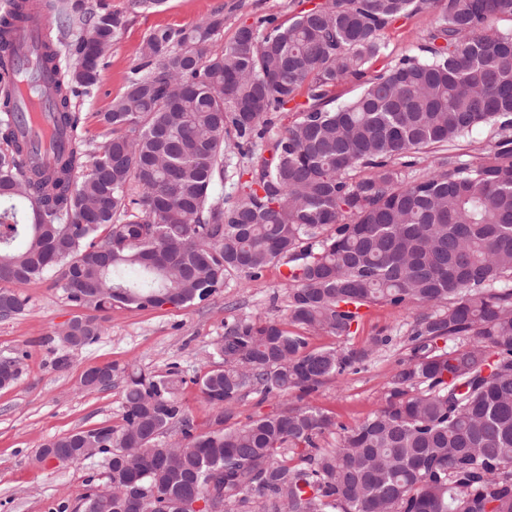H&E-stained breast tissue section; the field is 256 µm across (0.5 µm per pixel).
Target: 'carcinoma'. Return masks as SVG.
I'll return each instance as SVG.
<instances>
[{"label": "carcinoma", "mask_w": 512, "mask_h": 512, "mask_svg": "<svg viewBox=\"0 0 512 512\" xmlns=\"http://www.w3.org/2000/svg\"><path fill=\"white\" fill-rule=\"evenodd\" d=\"M26 2L0 17V70L27 81L59 73L46 118L58 131L76 127L72 98L101 72L81 59L111 46L124 18L58 0L57 41L10 51L5 35ZM432 3L426 56L399 59L334 106L332 88L382 53L389 23ZM504 17L512 0H321L284 28L253 27L247 38L240 29L212 54L221 7L141 44L142 71L100 114L111 137L96 151L76 137L46 157L23 141L17 113H0V283L55 273L75 307L143 309L201 303L232 272L255 281L288 265V322L237 318L213 344L199 379L214 411L208 429L181 401V371H133L121 425L41 445L42 464L63 448L71 463L102 469L112 492L86 495L83 512H187L186 496L203 502L198 512H512V137L456 151L484 123L512 127ZM63 48L75 57L66 68ZM229 136L251 157L240 198L224 206L213 194ZM420 150L448 152V168L409 176L407 156ZM89 202L103 203L92 222ZM25 304L0 290V317ZM373 304L419 309L410 355L385 405L344 429L338 447L317 443L336 421L315 406L228 424L226 409L244 396L308 395L364 361L365 348L311 349L305 333L347 338ZM103 333L98 318L73 317L55 365Z\"/></svg>", "instance_id": "cac0c4a2"}]
</instances>
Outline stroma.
Listing matches in <instances>:
<instances>
[{
	"mask_svg": "<svg viewBox=\"0 0 512 512\" xmlns=\"http://www.w3.org/2000/svg\"><path fill=\"white\" fill-rule=\"evenodd\" d=\"M107 10L123 15L125 26L104 58L97 86L80 96V132L91 149L109 137L98 118L119 97L141 60L138 49L153 32L188 30L224 11V28L211 43L220 51L238 28L260 20L280 25L308 10L317 0H165L144 12L130 0H103ZM437 8L397 18L385 31L386 48L375 58L371 72H381L400 58L420 54L434 26ZM287 266H268L259 280L228 275L225 288L208 302L166 304L136 309L114 304L105 312V332L98 342L71 352L67 366H55L59 333L79 310L71 306L53 281L23 287L28 302L18 315L0 317V356L18 358L19 380L0 388V512H55L58 504L76 508L104 481L100 467L83 463L39 464L36 453L49 439L78 430L122 422L123 389L127 372L159 375L179 367L185 379L182 401L199 429H207L212 409L204 401L198 379L212 366L213 343L236 318H288ZM416 317L413 307L374 305L363 309L349 342L368 347L378 333L394 334L387 348L372 352L354 371L327 382L305 397V404L329 413L337 424L353 427L385 403L394 374L408 358L405 336ZM112 365V386L90 390L81 383L85 371Z\"/></svg>",
	"mask_w": 512,
	"mask_h": 512,
	"instance_id": "obj_1",
	"label": "stroma"
}]
</instances>
